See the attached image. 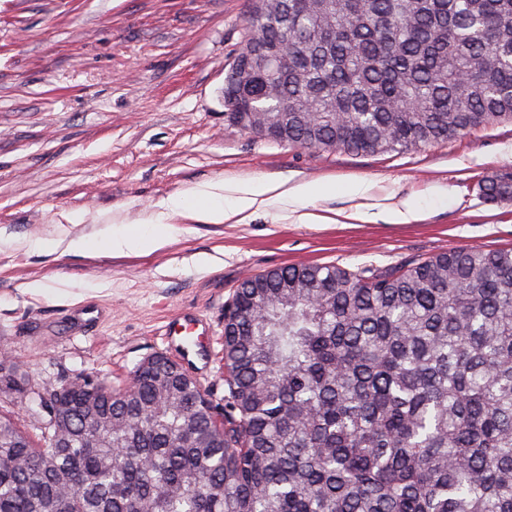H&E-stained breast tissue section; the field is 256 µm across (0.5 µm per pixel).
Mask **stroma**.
<instances>
[{
	"label": "stroma",
	"mask_w": 512,
	"mask_h": 512,
	"mask_svg": "<svg viewBox=\"0 0 512 512\" xmlns=\"http://www.w3.org/2000/svg\"><path fill=\"white\" fill-rule=\"evenodd\" d=\"M251 0H0V344L31 385L82 375L128 382L170 353L166 325L207 323L204 360L186 370L224 396V304L250 273L312 263L384 270L454 247L512 248V205L479 193L512 171V124L421 151L350 154L251 138L224 120V76L243 40ZM288 177L326 183L318 224L276 213L249 224L169 215L183 231L149 254L104 249L47 254L38 239H98L112 226L164 212L193 185ZM416 198L411 224L338 222L346 194ZM447 187L444 200L431 186ZM205 253L213 264L196 271ZM41 283L44 293L27 292ZM95 310L76 329L73 314Z\"/></svg>",
	"instance_id": "stroma-1"
}]
</instances>
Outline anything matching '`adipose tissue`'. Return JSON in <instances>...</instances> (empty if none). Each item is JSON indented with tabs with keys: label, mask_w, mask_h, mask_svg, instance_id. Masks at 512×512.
Returning a JSON list of instances; mask_svg holds the SVG:
<instances>
[{
	"label": "adipose tissue",
	"mask_w": 512,
	"mask_h": 512,
	"mask_svg": "<svg viewBox=\"0 0 512 512\" xmlns=\"http://www.w3.org/2000/svg\"><path fill=\"white\" fill-rule=\"evenodd\" d=\"M328 192L327 186L312 181L232 182L222 187L208 184L175 193L167 207L175 214L211 224H247L258 213L271 210L292 223L311 224L317 219L312 205ZM179 231L178 225L158 218L133 229L112 227L97 242L76 238L67 248L77 252L98 245L115 254L147 253L162 248Z\"/></svg>",
	"instance_id": "ef3b65f1"
}]
</instances>
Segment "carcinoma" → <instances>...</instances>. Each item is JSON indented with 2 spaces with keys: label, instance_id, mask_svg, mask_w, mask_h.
Instances as JSON below:
<instances>
[{
  "label": "carcinoma",
  "instance_id": "1",
  "mask_svg": "<svg viewBox=\"0 0 512 512\" xmlns=\"http://www.w3.org/2000/svg\"><path fill=\"white\" fill-rule=\"evenodd\" d=\"M265 7L224 113L246 135L403 153L512 121V0ZM222 360V404L155 354L41 389L36 438L0 414V512H512V249L250 274Z\"/></svg>",
  "mask_w": 512,
  "mask_h": 512
}]
</instances>
